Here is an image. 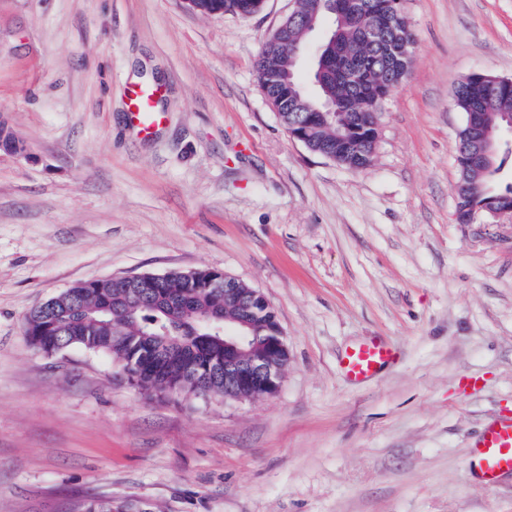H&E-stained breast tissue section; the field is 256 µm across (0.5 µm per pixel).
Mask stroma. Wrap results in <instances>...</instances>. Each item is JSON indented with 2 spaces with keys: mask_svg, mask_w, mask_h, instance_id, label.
Segmentation results:
<instances>
[{
  "mask_svg": "<svg viewBox=\"0 0 512 512\" xmlns=\"http://www.w3.org/2000/svg\"><path fill=\"white\" fill-rule=\"evenodd\" d=\"M416 45L352 171L290 137L255 59L293 0L247 18L183 0H0V512L83 497L145 512H512L475 483L512 411V219H455L454 89L512 78V0H405ZM162 86L138 135L133 79ZM211 269L274 308L271 396L138 390L105 354L47 355L26 315L71 286ZM397 360L350 380L345 351ZM467 377L478 387L464 386Z\"/></svg>",
  "mask_w": 512,
  "mask_h": 512,
  "instance_id": "1",
  "label": "stroma"
}]
</instances>
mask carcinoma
Wrapping results in <instances>:
<instances>
[{"instance_id":"cac0c4a2","label":"carcinoma","mask_w":512,"mask_h":512,"mask_svg":"<svg viewBox=\"0 0 512 512\" xmlns=\"http://www.w3.org/2000/svg\"><path fill=\"white\" fill-rule=\"evenodd\" d=\"M259 0H196L194 6L210 14L232 13L246 18L255 14ZM411 31L407 19L393 20L391 27L371 54L351 62L336 49V57L328 71L320 76L317 68L310 69L308 81L313 92H307L299 79H294L300 93L297 101L286 103L273 99L283 112H301L306 117L311 149L329 147L335 151L341 166L351 168L354 161L350 149L336 141V121L321 114L327 99L351 100L355 112H379L382 100L377 94L389 95L392 88L360 80L352 84L346 72L352 67L369 74L389 68L395 83L407 74L411 60L401 57L399 50L410 42ZM277 36L270 33L264 45L265 57H257L258 77L270 79L276 72L288 73V56L276 43ZM455 105L463 113L490 112L494 124L501 128L512 119V88L500 89L494 95L486 93L477 82L459 87ZM508 154L497 151L492 164L476 163L469 168L467 177L473 185L470 196L461 205L482 207L490 199H512V181L503 182L498 173ZM251 305L260 313L261 335H270L279 326L275 310L264 299L256 297ZM58 313L55 321H46L42 311L35 309L24 321L26 340L45 354L53 355L72 347H81L94 353H104L120 365L137 354L149 357L159 350L165 364L157 375L135 382L145 391L162 394L196 395V384L185 369V358L195 355L201 359L224 358V334L207 326L211 318H224L228 325L241 318L243 309L224 305V289L203 288L199 276L182 272L171 273L159 283L153 293L139 288L118 289L107 281L79 283L55 296ZM124 336L122 344L117 337ZM73 512H136L129 501L116 502L110 497H89L77 501Z\"/></svg>"}]
</instances>
